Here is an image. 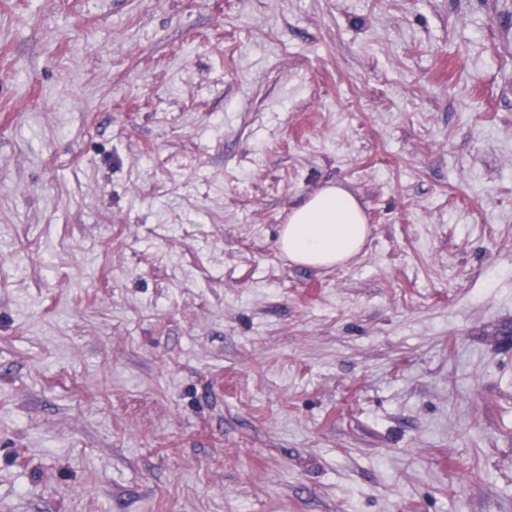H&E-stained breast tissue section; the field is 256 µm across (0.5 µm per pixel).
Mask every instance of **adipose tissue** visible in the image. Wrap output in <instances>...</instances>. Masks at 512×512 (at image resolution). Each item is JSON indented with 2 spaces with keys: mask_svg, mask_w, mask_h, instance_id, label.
Segmentation results:
<instances>
[{
  "mask_svg": "<svg viewBox=\"0 0 512 512\" xmlns=\"http://www.w3.org/2000/svg\"><path fill=\"white\" fill-rule=\"evenodd\" d=\"M368 233L357 199L345 188L329 185L292 209L277 246L293 263L331 267L356 256Z\"/></svg>",
  "mask_w": 512,
  "mask_h": 512,
  "instance_id": "adipose-tissue-1",
  "label": "adipose tissue"
}]
</instances>
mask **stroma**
<instances>
[{"instance_id":"stroma-1","label":"stroma","mask_w":512,"mask_h":512,"mask_svg":"<svg viewBox=\"0 0 512 512\" xmlns=\"http://www.w3.org/2000/svg\"><path fill=\"white\" fill-rule=\"evenodd\" d=\"M0 512H512V0H0ZM368 233L357 199L345 188L329 185L292 209L277 246L295 264L331 267L356 256Z\"/></svg>"}]
</instances>
